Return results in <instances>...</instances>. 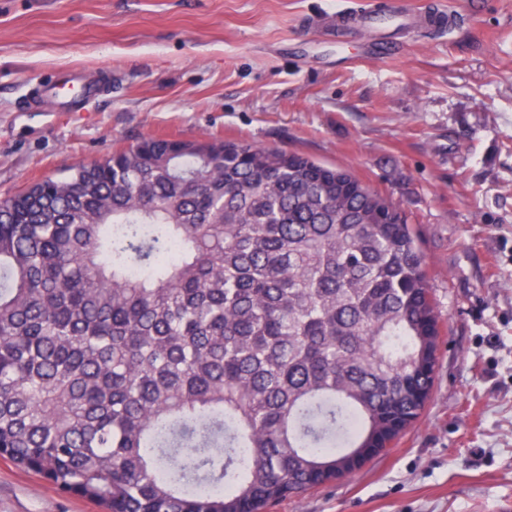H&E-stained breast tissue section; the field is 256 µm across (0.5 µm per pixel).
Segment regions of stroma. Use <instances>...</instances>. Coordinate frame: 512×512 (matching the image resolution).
I'll use <instances>...</instances> for the list:
<instances>
[{
	"instance_id": "1",
	"label": "stroma",
	"mask_w": 512,
	"mask_h": 512,
	"mask_svg": "<svg viewBox=\"0 0 512 512\" xmlns=\"http://www.w3.org/2000/svg\"><path fill=\"white\" fill-rule=\"evenodd\" d=\"M0 0V198L145 138L350 170L415 230L442 316L432 399L395 448L267 512H496L512 501V0ZM454 20L428 33L430 4ZM108 75L83 111L42 76ZM0 512H103L0 458ZM357 18L365 27L375 29L403 23L406 17L397 9L375 12L366 8H350L340 11L334 16L335 26L336 19L340 24H346Z\"/></svg>"
}]
</instances>
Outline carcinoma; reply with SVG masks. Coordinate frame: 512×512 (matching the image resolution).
<instances>
[{
    "label": "carcinoma",
    "mask_w": 512,
    "mask_h": 512,
    "mask_svg": "<svg viewBox=\"0 0 512 512\" xmlns=\"http://www.w3.org/2000/svg\"><path fill=\"white\" fill-rule=\"evenodd\" d=\"M441 312L348 170L149 138L0 199V457L106 512H266L418 419Z\"/></svg>",
    "instance_id": "carcinoma-1"
}]
</instances>
